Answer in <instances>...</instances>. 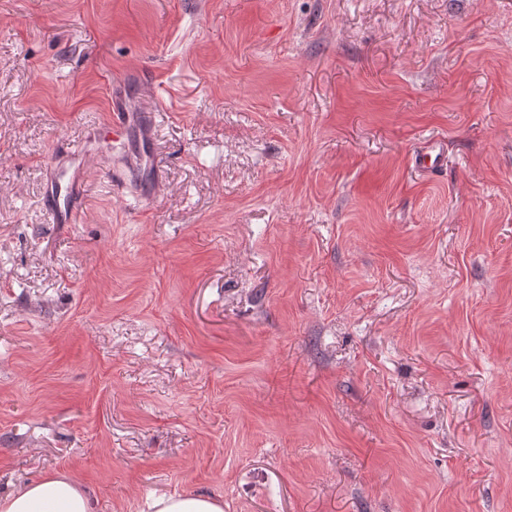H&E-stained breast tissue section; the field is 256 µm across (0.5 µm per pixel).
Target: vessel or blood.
<instances>
[{"mask_svg":"<svg viewBox=\"0 0 512 512\" xmlns=\"http://www.w3.org/2000/svg\"><path fill=\"white\" fill-rule=\"evenodd\" d=\"M74 153L67 166L51 172L47 183L45 201L54 221L59 224L75 223L80 211L88 164L82 148H75Z\"/></svg>","mask_w":512,"mask_h":512,"instance_id":"1","label":"vessel or blood"}]
</instances>
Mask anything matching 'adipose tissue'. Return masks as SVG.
Wrapping results in <instances>:
<instances>
[{
  "label": "adipose tissue",
  "mask_w": 512,
  "mask_h": 512,
  "mask_svg": "<svg viewBox=\"0 0 512 512\" xmlns=\"http://www.w3.org/2000/svg\"><path fill=\"white\" fill-rule=\"evenodd\" d=\"M0 512H93V505L76 481L48 475L0 499Z\"/></svg>",
  "instance_id": "obj_1"
}]
</instances>
